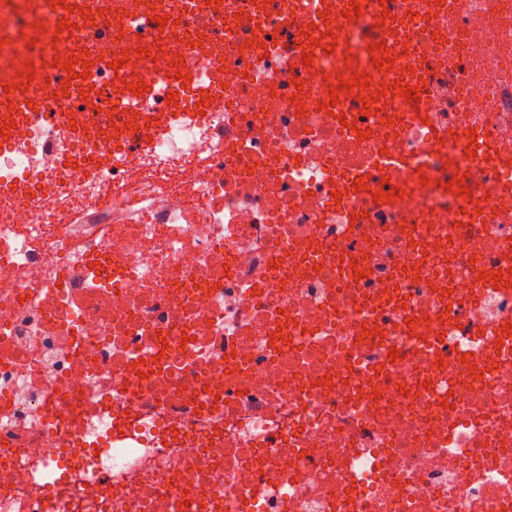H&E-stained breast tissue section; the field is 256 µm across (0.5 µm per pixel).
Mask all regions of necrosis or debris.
I'll use <instances>...</instances> for the list:
<instances>
[{
	"label": "necrosis or debris",
	"instance_id": "4bbe7bcc",
	"mask_svg": "<svg viewBox=\"0 0 512 512\" xmlns=\"http://www.w3.org/2000/svg\"><path fill=\"white\" fill-rule=\"evenodd\" d=\"M70 3L86 31L137 6ZM191 3L182 44L97 51L166 69L205 32L223 105L149 138L78 105L91 174L62 125L0 150V180L56 184L0 198V512H512V169L486 159L512 151V0L336 14L392 63L330 111L342 63H304L299 0ZM55 14L0 0V49L40 63ZM75 127L76 130L73 131L71 137L73 148L82 153L86 166L92 168L98 158L96 149L99 140L98 124L93 121H84L81 125ZM83 128H87V132H83ZM90 157H93V161H89Z\"/></svg>",
	"mask_w": 512,
	"mask_h": 512
}]
</instances>
